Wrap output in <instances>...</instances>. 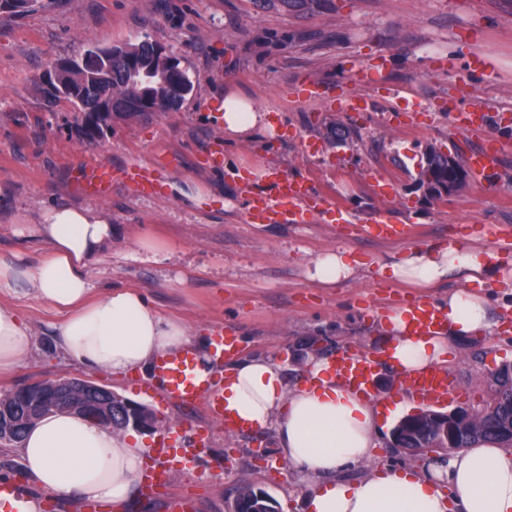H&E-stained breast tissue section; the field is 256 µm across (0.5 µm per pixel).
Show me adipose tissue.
<instances>
[{"instance_id": "obj_1", "label": "adipose tissue", "mask_w": 512, "mask_h": 512, "mask_svg": "<svg viewBox=\"0 0 512 512\" xmlns=\"http://www.w3.org/2000/svg\"><path fill=\"white\" fill-rule=\"evenodd\" d=\"M220 110L224 135L247 141L270 129L268 112L237 95ZM40 232L48 252L36 263L0 258V288L25 285L60 317L57 341L74 363L116 374L150 372L156 358L207 344L179 320L155 311L133 287L93 297L89 260L112 235L104 216L84 209L47 210ZM383 277L432 288L456 276L442 306L446 330L417 336L408 309L390 310V341L381 363L416 375L447 363L452 341L488 333V302L482 286L499 283L506 266L488 252L451 244L411 251L381 266ZM31 344L15 310L0 305V373L17 369ZM303 380L289 387L282 366L269 358H245L229 367L221 386L224 406L248 430H273L283 459L303 493L305 512H512V448L475 444L448 454L445 464L373 466L357 481L340 479L351 465H373L372 450L385 414L372 398L348 387L327 358H308ZM150 450L136 431H112L89 416L70 412L41 418L18 448L40 492L58 498L123 503L132 496Z\"/></svg>"}]
</instances>
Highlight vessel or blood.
I'll list each match as a JSON object with an SVG mask.
<instances>
[{"label": "vessel or blood", "instance_id": "b4317fda", "mask_svg": "<svg viewBox=\"0 0 512 512\" xmlns=\"http://www.w3.org/2000/svg\"><path fill=\"white\" fill-rule=\"evenodd\" d=\"M465 162L482 183H490L497 164V151L493 148L469 153ZM122 179L140 195L160 193L163 184L150 167L134 163L121 173ZM113 178L105 164L93 163L87 168L82 191L105 195ZM245 215L251 224H306L313 216L333 218L340 211L335 203L319 192L306 177L288 173L273 166L266 170L263 182H244L242 187ZM365 236L379 240L398 239L406 234L404 226L396 224L390 211L375 209L367 213L361 226ZM414 334L432 335L446 324V315L438 302L417 301L409 313ZM212 367H204L196 351L188 348L174 355L159 356L155 362V377L147 389L158 396L160 403L191 407L204 404L213 423L223 425L225 432L237 429L235 420L224 409V395L215 382L214 368L240 352L239 338L233 329L215 325L209 336ZM334 367L338 375L357 387H367L373 381V356L343 350L337 355ZM409 391L424 401H438L454 391V382L447 370L435 368L416 377L407 378ZM210 431L199 426L190 428L180 450L182 462H189L208 446ZM171 471L165 460L153 457L144 468L140 480L143 495L169 482ZM26 496L19 482L0 480V512H20Z\"/></svg>", "mask_w": 512, "mask_h": 512}]
</instances>
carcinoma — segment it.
<instances>
[{"label": "carcinoma", "mask_w": 512, "mask_h": 512, "mask_svg": "<svg viewBox=\"0 0 512 512\" xmlns=\"http://www.w3.org/2000/svg\"><path fill=\"white\" fill-rule=\"evenodd\" d=\"M38 4V0H0V12L24 13ZM160 45L148 41L124 47L94 48L84 54L82 60H72L60 68L56 77L46 73L41 86L42 95L50 102L61 98L68 100L83 113L98 105L99 100H112V111L123 112L127 118H138L141 113L131 110L130 104L138 102L143 107H157L160 112L178 110L192 88V81L183 69L168 71L160 69L157 50ZM161 71V76L145 84L133 79L131 68ZM351 131L340 122L326 126L325 139L332 145L347 141ZM448 185V155L429 148L425 164L421 166L418 186ZM68 378L48 380L38 390L20 389L16 392L0 393V445L19 443L33 419L52 413L54 393L67 386ZM83 411L99 423L124 431L132 422L145 419L153 428L161 424L156 411L147 405L141 412L129 413L115 399L112 402V418L100 413L96 397L88 391L77 390ZM512 428V400L499 404L495 412L484 416L476 414L469 426L468 434L461 439L463 446L479 441L506 442L505 431ZM277 502L263 489L246 484L239 487L233 512H277Z\"/></svg>", "instance_id": "carcinoma-1"}]
</instances>
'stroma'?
Wrapping results in <instances>:
<instances>
[{
	"instance_id": "stroma-1",
	"label": "stroma",
	"mask_w": 512,
	"mask_h": 512,
	"mask_svg": "<svg viewBox=\"0 0 512 512\" xmlns=\"http://www.w3.org/2000/svg\"><path fill=\"white\" fill-rule=\"evenodd\" d=\"M143 40L165 47L188 73L193 87L179 112L116 121L88 142L78 134L81 113L65 101L47 103L35 89L59 60ZM308 78L334 98L363 96L368 111L294 102ZM231 91L270 110L279 135L225 137L212 105ZM473 94L498 139L496 186L473 182L460 195L429 198L416 184L426 148L462 159L484 144L457 119ZM411 100L420 111H408ZM336 121L352 132L338 147L323 137ZM217 141L224 158L211 165ZM95 161L115 172L154 165L167 191L142 197L116 181L106 196H89L77 176ZM273 165L311 176L349 210V223H246L238 174ZM59 206L104 214L112 225L111 242L90 262L95 293L139 289L161 315L205 336L213 324L229 326L242 357L274 358L289 386L300 383L308 354L332 358L346 347L377 354L387 310L442 300L458 285L390 282L380 265L460 239L512 261V0H322L312 11H289L278 0H44L19 15L0 13V255L36 262L47 247L42 216ZM381 206L411 225L412 236L364 237L365 214ZM145 239L152 249L142 248ZM338 248L359 260L360 275L323 285L313 262ZM485 294L495 333L456 343L447 370L457 392L437 410L478 406L490 372L512 365V285H489ZM2 303L30 326L33 346L0 378V392L77 377L150 404L142 374L117 376L66 359L55 343L57 314L30 294L0 292ZM373 398L403 416L426 407L384 367ZM211 432L209 448L168 486L152 496L134 492L131 502L102 512H167L173 496L189 497L196 512H227L244 484L268 492L280 512H303L301 496L288 493L293 476L272 431Z\"/></svg>"
}]
</instances>
